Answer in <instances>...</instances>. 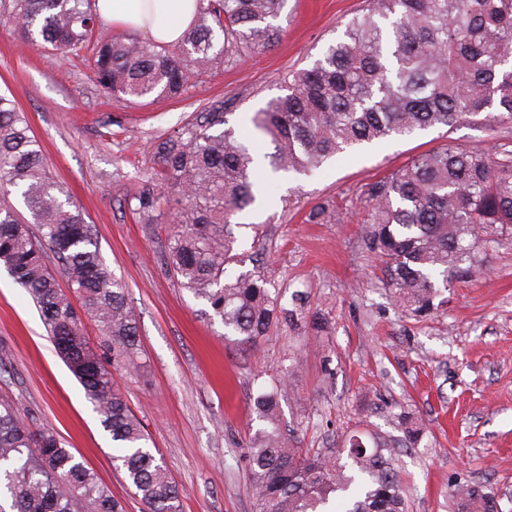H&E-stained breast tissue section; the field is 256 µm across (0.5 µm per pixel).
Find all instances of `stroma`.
<instances>
[{"mask_svg":"<svg viewBox=\"0 0 512 512\" xmlns=\"http://www.w3.org/2000/svg\"><path fill=\"white\" fill-rule=\"evenodd\" d=\"M363 6L288 0L286 32L270 50L202 73L181 97L139 105L96 85L87 50L62 57L0 27V92L26 114L53 175L129 290L140 345L132 364L111 372L181 489L182 512H252L247 455L260 426L251 399L261 379L285 381L279 424L297 447L335 448L363 430L399 441L408 512H458L452 491L466 483L484 485L512 512V229L481 243L476 273L452 281L430 314L416 316L399 306L368 222L370 184L411 157L449 143L511 150L512 134L477 122L435 127L308 175H269L265 207L238 217L243 237L262 226L266 256L235 270L261 271L296 315L254 351L226 343L222 325L202 316V301L168 274V225L139 223L134 212L158 140L217 98L228 100L231 125H243ZM321 205L324 222L310 223ZM0 399L54 430L127 512H143L112 465V441L82 386L1 267ZM404 411L424 425L417 443L405 439Z\"/></svg>","mask_w":512,"mask_h":512,"instance_id":"obj_1","label":"stroma"}]
</instances>
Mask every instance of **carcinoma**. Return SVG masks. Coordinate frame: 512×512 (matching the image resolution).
<instances>
[{
  "mask_svg": "<svg viewBox=\"0 0 512 512\" xmlns=\"http://www.w3.org/2000/svg\"><path fill=\"white\" fill-rule=\"evenodd\" d=\"M287 0H198L192 26L167 48L133 37L105 39L92 0H0V24L62 57L86 48L97 84L138 104L176 98L202 70L273 47ZM311 67L292 74L249 126L228 125L224 101L195 113L161 139L135 211L142 224L177 225L164 263L179 286L205 303L201 313L242 348L293 314L261 272L235 274L244 252L237 216L262 193L258 173L306 175L337 155L452 128L483 116L512 127V0H366ZM265 141L273 152L260 154ZM18 194L27 215L0 202V266L39 310L55 349L82 385L113 456L144 512H181V493L148 446L144 425L107 364L138 347L127 288L103 261L92 226L53 176L15 101L0 93V196ZM371 243L397 301L422 315L448 283L475 272L483 236L512 226V151L445 145L412 158L368 189ZM63 277L67 288L60 287ZM109 344L93 345L85 321ZM252 409L261 427L248 457L254 512H407L396 446L355 432L328 455L294 448L278 426V390ZM461 512H499L483 486L458 488ZM0 512H125L123 503L53 431L0 401Z\"/></svg>",
  "mask_w": 512,
  "mask_h": 512,
  "instance_id": "cac0c4a2",
  "label": "carcinoma"
}]
</instances>
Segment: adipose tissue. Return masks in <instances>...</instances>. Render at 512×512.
Wrapping results in <instances>:
<instances>
[{"instance_id": "ef3b65f1", "label": "adipose tissue", "mask_w": 512, "mask_h": 512, "mask_svg": "<svg viewBox=\"0 0 512 512\" xmlns=\"http://www.w3.org/2000/svg\"><path fill=\"white\" fill-rule=\"evenodd\" d=\"M197 0H95L100 20L145 34L156 46L179 40L194 19Z\"/></svg>"}]
</instances>
